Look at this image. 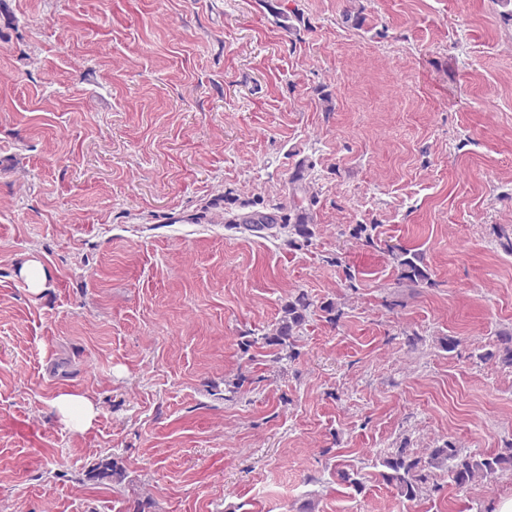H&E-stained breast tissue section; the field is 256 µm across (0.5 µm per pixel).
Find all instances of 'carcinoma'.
<instances>
[{
    "mask_svg": "<svg viewBox=\"0 0 512 512\" xmlns=\"http://www.w3.org/2000/svg\"><path fill=\"white\" fill-rule=\"evenodd\" d=\"M227 224L262 238H279L286 232L290 246L307 242L313 235L304 215L297 216L293 224H281L278 215L273 212L252 211L228 220ZM387 255L391 265L401 272L402 279L414 285L429 282L423 254L399 247L387 251ZM314 307V301L303 291L290 296L281 306V314L272 327L261 336L243 342L244 349L258 344L271 351L272 361L276 363L294 359L298 355L296 343L304 325L314 313ZM477 358L483 362L494 358L502 366L512 368V331L498 332L496 349L480 353ZM372 467L382 468L380 475L400 495L415 499L435 491L431 484L435 469L446 473L451 483L463 488L478 479L491 477L500 470L512 468V442L497 453L478 459L461 452L448 442L436 446L428 457L423 458L408 448V442L405 441L393 451L376 456Z\"/></svg>",
    "mask_w": 512,
    "mask_h": 512,
    "instance_id": "obj_1",
    "label": "carcinoma"
}]
</instances>
